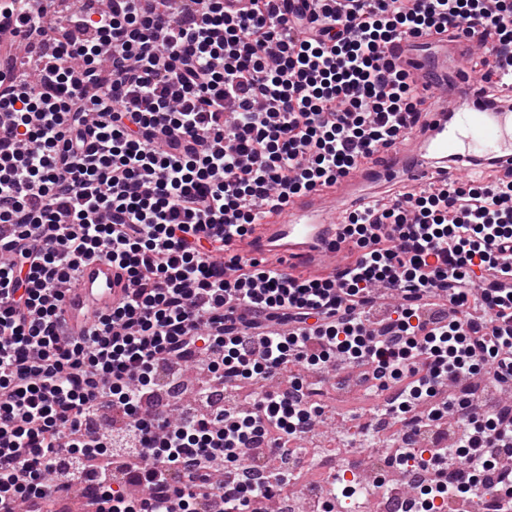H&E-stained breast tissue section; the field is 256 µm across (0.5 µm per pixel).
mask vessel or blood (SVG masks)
I'll return each instance as SVG.
<instances>
[{
  "label": "vessel or blood",
  "instance_id": "b4317fda",
  "mask_svg": "<svg viewBox=\"0 0 512 512\" xmlns=\"http://www.w3.org/2000/svg\"><path fill=\"white\" fill-rule=\"evenodd\" d=\"M479 35L434 44L406 41L398 48L397 65L408 72L419 92L437 94L439 102L425 125L413 127L393 147L360 163L335 184L290 198L282 212L258 216V231L238 246L250 257L275 256L283 273L336 262V219L350 207L374 204L389 187H440L464 171L479 178L484 163L512 172V108L487 106L472 78L467 59L481 45ZM128 285L111 264L84 262L77 287L64 298L70 335L87 328L94 314L111 307Z\"/></svg>",
  "mask_w": 512,
  "mask_h": 512
}]
</instances>
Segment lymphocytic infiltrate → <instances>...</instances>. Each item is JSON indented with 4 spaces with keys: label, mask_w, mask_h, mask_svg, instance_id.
<instances>
[{
    "label": "lymphocytic infiltrate",
    "mask_w": 512,
    "mask_h": 512,
    "mask_svg": "<svg viewBox=\"0 0 512 512\" xmlns=\"http://www.w3.org/2000/svg\"><path fill=\"white\" fill-rule=\"evenodd\" d=\"M108 0L52 15L0 0L40 51L0 66V512H43L74 488L95 512H260L273 486L219 483L240 448L285 454L321 412L288 365L330 364L393 390V414L461 416L465 494L512 512V174L440 191L396 188L340 224L352 260L289 276L235 250L256 213L331 184L426 116L394 51L435 28L480 30L484 95L512 72V0ZM95 257L121 301L67 335L63 289ZM203 359L209 386H268L252 409L143 410L163 369Z\"/></svg>",
    "instance_id": "1"
}]
</instances>
